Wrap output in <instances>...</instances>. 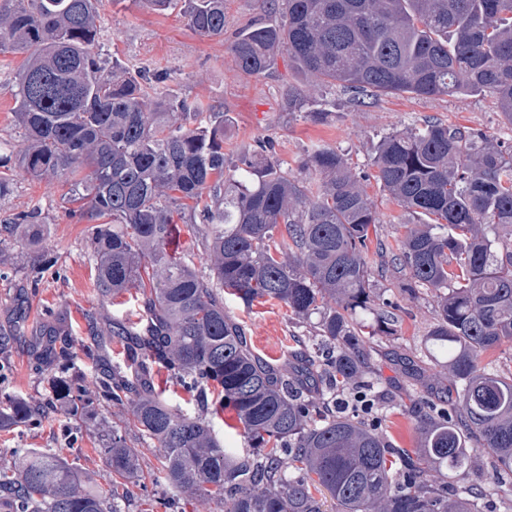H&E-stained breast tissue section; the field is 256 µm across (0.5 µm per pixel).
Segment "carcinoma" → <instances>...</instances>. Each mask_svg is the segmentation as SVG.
<instances>
[{"label":"carcinoma","instance_id":"obj_1","mask_svg":"<svg viewBox=\"0 0 512 512\" xmlns=\"http://www.w3.org/2000/svg\"><path fill=\"white\" fill-rule=\"evenodd\" d=\"M101 0H0V54H22L15 118L26 147L0 155V198L14 168L56 175L87 228L101 296L142 290L138 322L114 319L122 359L91 384L73 371L67 341L49 351L52 400L82 428L105 404L129 406L132 425L163 452L161 483L194 512H323L325 491L341 512H480L435 484L429 471L492 459L512 496V365L483 364L512 343V155L485 132L429 121L380 139L377 184L414 221L397 250L379 242L367 192L336 149H308L303 173L284 171L259 149L228 166L226 113L190 104L167 76L104 58ZM177 11L203 38L224 35V0H143ZM266 15L229 52L248 76L265 75L280 52L319 84L359 101L412 94H489L512 125V0H266ZM31 209L0 225L54 256ZM201 224L203 273L170 249L174 219ZM405 273L401 293L436 294L427 341L448 357L457 397L421 418L415 455L389 447L360 408L336 410L343 390L373 398L362 380V336L396 333L390 304L374 292V267ZM151 270L150 286L139 270ZM275 300L298 321L317 317L313 343L296 341L292 370L262 360L224 312ZM159 366L193 397L185 413L147 389ZM231 408L248 447L226 448L211 416ZM49 403L0 401V426L38 419ZM112 490H93L65 457L29 448L0 463V512H123L141 456L115 425L98 435Z\"/></svg>","mask_w":512,"mask_h":512}]
</instances>
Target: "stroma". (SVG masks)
<instances>
[{
	"instance_id": "35a3bbf8",
	"label": "stroma",
	"mask_w": 512,
	"mask_h": 512,
	"mask_svg": "<svg viewBox=\"0 0 512 512\" xmlns=\"http://www.w3.org/2000/svg\"><path fill=\"white\" fill-rule=\"evenodd\" d=\"M224 34L206 39L187 27L177 14H157L141 0H102L98 24L104 53L131 65L146 66L169 77L168 86L180 98L199 101L221 109L231 122L224 136V153L229 161L258 142H269L284 169L299 174L311 144L330 145L356 173L374 203L381 225L380 239L395 244L409 216L375 180V147L396 130L421 126L433 118L448 124L479 129L502 146H512V124L503 120L494 99L488 95L419 98L410 94L380 96L357 106L340 88L320 90L315 82L297 72L287 54H280L275 70L265 76L241 73L228 45L250 23L263 19V0H226ZM23 62L19 55H0V146L20 150L25 145L22 128L15 120V85ZM299 88L309 100L327 98L336 107L328 121L316 124L285 109L284 92ZM68 184L47 176L34 181L22 173L12 176L8 195L0 197V224L12 221L19 212L36 208L48 224L50 247L59 257L56 267L32 280L36 253L20 240L0 241V390L30 400L48 396V371L33 351L43 323L64 326L75 344L89 342V324L106 333L113 319L138 321L134 292L105 299L94 283L96 272L88 260L89 241L85 224L65 215L62 197ZM397 270H386L377 280V290L396 305L399 328L396 335L377 336L364 345L365 378L379 385L369 414L391 447L408 451L420 444L417 419L428 407L445 408L456 398L446 367L430 360L427 334L436 315L432 293L411 299L401 294ZM227 314L241 324L256 353L267 361L284 364L296 337L313 336V323L292 318L287 307L262 299L243 305L225 299ZM72 420L59 407L46 411L35 423L0 429V448H53L74 462L98 491L109 488L111 475L98 451L93 433L71 435ZM128 439L141 455L145 483L135 485L136 512H160L153 507L154 477L162 472V452L136 431ZM491 460L473 457L469 467L448 474L436 471L439 484L459 491L481 490L482 512H507L508 498L489 477Z\"/></svg>"
}]
</instances>
